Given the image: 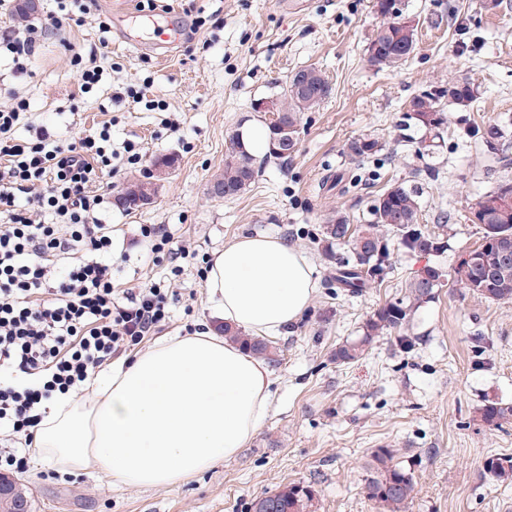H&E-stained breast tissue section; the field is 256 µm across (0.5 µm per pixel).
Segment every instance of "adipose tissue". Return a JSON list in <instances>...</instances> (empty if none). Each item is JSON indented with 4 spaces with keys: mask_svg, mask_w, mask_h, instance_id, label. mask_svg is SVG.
I'll list each match as a JSON object with an SVG mask.
<instances>
[{
    "mask_svg": "<svg viewBox=\"0 0 512 512\" xmlns=\"http://www.w3.org/2000/svg\"><path fill=\"white\" fill-rule=\"evenodd\" d=\"M206 288L220 320L277 336L311 306L317 283L287 242L244 236L215 254ZM273 384L263 360L221 336H167L58 397L35 441L62 470L95 471L113 489L172 487L244 447L271 411Z\"/></svg>",
    "mask_w": 512,
    "mask_h": 512,
    "instance_id": "1",
    "label": "adipose tissue"
}]
</instances>
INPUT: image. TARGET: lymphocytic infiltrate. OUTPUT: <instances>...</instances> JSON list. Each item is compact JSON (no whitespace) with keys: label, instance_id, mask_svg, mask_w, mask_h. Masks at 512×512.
Returning a JSON list of instances; mask_svg holds the SVG:
<instances>
[{"label":"lymphocytic infiltrate","instance_id":"obj_1","mask_svg":"<svg viewBox=\"0 0 512 512\" xmlns=\"http://www.w3.org/2000/svg\"><path fill=\"white\" fill-rule=\"evenodd\" d=\"M62 26L49 15L0 28L14 78L31 75ZM28 108L16 87L0 105V470L15 473L28 470L53 399L161 331L178 299L165 283L112 281V227L96 216L112 174L109 133L68 140L38 126L21 138ZM44 212L55 223H41Z\"/></svg>","mask_w":512,"mask_h":512}]
</instances>
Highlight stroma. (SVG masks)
<instances>
[{"label":"stroma","mask_w":512,"mask_h":512,"mask_svg":"<svg viewBox=\"0 0 512 512\" xmlns=\"http://www.w3.org/2000/svg\"><path fill=\"white\" fill-rule=\"evenodd\" d=\"M403 8L418 45L395 70L367 61L380 21L373 0H298L294 9L281 0H172L169 13L183 28L198 17L204 25L164 60L91 20L42 46L23 85L35 123L65 138L109 126L120 190L145 179L153 159L177 160L152 204L126 211L108 195L98 211L118 242L112 262L120 287L175 280L181 300L164 335L184 334L190 324L216 332L221 322L210 314L197 264L172 277L167 264L154 262L144 224L208 257L244 235L279 238L311 262L317 293L274 337L273 409L233 459L177 487L115 490L97 473L70 474L37 456L19 476L32 512H249L255 497L298 482L318 490L317 512H377L367 487L381 445L417 481L406 512H512V481L482 467L487 456L512 454V423L495 429L478 417L485 398L512 402V302L486 301L448 279L405 328L376 338L360 360L334 358L376 308L404 295L425 260L392 248L384 281L351 294L316 244L326 216L339 209L364 223L387 184L418 185L420 223L433 227L441 212L452 215L438 258L450 271L482 237L470 220L475 204L512 180V168L469 136L473 126L499 122L512 150V0H403ZM97 47L102 79L86 93L70 57ZM302 67L321 69L333 92L301 114L298 153L284 163L256 155L261 171L250 185L230 199L212 196L228 140L244 122H268L255 102L281 92ZM464 76L477 87L475 101L447 108L442 146L419 154L421 132L404 123L411 99ZM362 136L383 149L350 163L346 145ZM129 139L141 147L135 165L123 151ZM403 335L415 343L411 352L400 346Z\"/></svg>","instance_id":"stroma-1"}]
</instances>
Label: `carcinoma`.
<instances>
[{"instance_id":"carcinoma-1","label":"carcinoma","mask_w":512,"mask_h":512,"mask_svg":"<svg viewBox=\"0 0 512 512\" xmlns=\"http://www.w3.org/2000/svg\"><path fill=\"white\" fill-rule=\"evenodd\" d=\"M379 25L367 45L368 62L378 68H397L403 65L417 47L416 28L406 27L398 16L391 15L389 0H375ZM332 94V85L324 73L314 67L291 72L286 88L274 95L277 112L267 124L272 136H277L276 125L286 123L299 127L300 114L319 106ZM476 99L474 84L464 79L433 86L411 100L412 111L406 119L413 122L433 139L443 138L445 122L437 116L445 114V106L467 107ZM496 155L497 163L512 164L505 149L506 131L497 123H487L471 130ZM382 150L378 140L371 137L355 138L347 145L348 156L362 162ZM254 158L245 153L236 138L229 140L224 152V173L212 183L213 193L238 195L257 176ZM505 192L512 193V183L504 181L484 194L472 212V223L481 225V244L472 250L471 263L455 268V281L460 287L495 303L512 301V263L506 264L501 242L512 244V212L504 216L498 210V199ZM420 195L417 188L403 182L386 186L372 201L364 224H352L341 210L331 212L323 225L317 244L321 254L335 263L336 282L353 294L382 282L392 270L390 237L408 252L438 256L445 251L441 235L428 231L419 223ZM340 244L348 246L349 254L335 252ZM448 272L439 264L425 265L409 280L403 297L389 301L375 309L366 319L363 336L336 349L334 358L340 363H352L364 355L376 337L406 324L410 312L433 298V291L443 285ZM224 337L256 354L269 352V344L258 337L242 335L241 331L224 326ZM479 417L485 425L500 428L512 421V403L487 398L479 408ZM484 468L493 477L512 479V456L493 455L486 458ZM375 476L369 483V498L384 512H404L415 490L416 480L411 470L395 461V450L379 448L373 453ZM318 491L311 484L290 483L274 492L254 499L251 512H316Z\"/></svg>"}]
</instances>
